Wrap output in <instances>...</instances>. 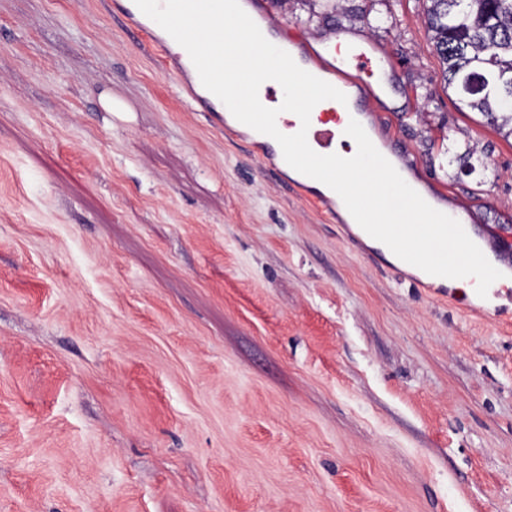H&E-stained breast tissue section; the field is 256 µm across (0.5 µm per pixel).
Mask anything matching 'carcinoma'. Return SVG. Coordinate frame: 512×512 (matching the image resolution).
Returning <instances> with one entry per match:
<instances>
[{
	"instance_id": "obj_1",
	"label": "carcinoma",
	"mask_w": 512,
	"mask_h": 512,
	"mask_svg": "<svg viewBox=\"0 0 512 512\" xmlns=\"http://www.w3.org/2000/svg\"><path fill=\"white\" fill-rule=\"evenodd\" d=\"M442 78L512 138V0H424Z\"/></svg>"
}]
</instances>
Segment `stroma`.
<instances>
[{"label": "stroma", "mask_w": 512, "mask_h": 512, "mask_svg": "<svg viewBox=\"0 0 512 512\" xmlns=\"http://www.w3.org/2000/svg\"><path fill=\"white\" fill-rule=\"evenodd\" d=\"M111 3L0 0V512H512V289L472 317L347 238ZM261 3L312 67L369 40V138L512 246L423 0ZM188 97L192 102L196 103L200 107L201 112L208 113L207 117L214 126L220 129L224 128V115L221 109L222 102L216 96L209 91L208 95L199 96L190 88Z\"/></svg>", "instance_id": "stroma-1"}]
</instances>
